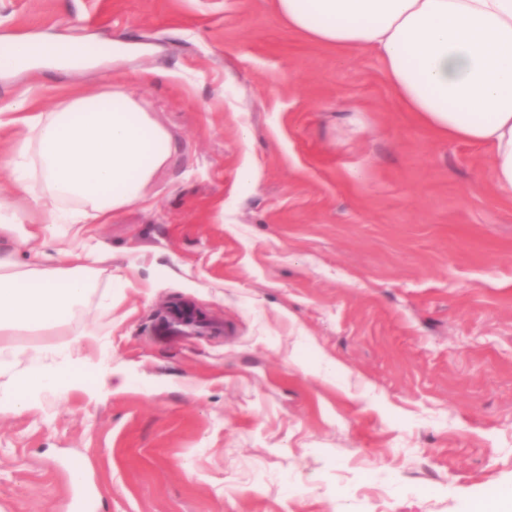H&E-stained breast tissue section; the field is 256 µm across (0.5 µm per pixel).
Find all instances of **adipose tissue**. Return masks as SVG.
I'll return each mask as SVG.
<instances>
[{
  "instance_id": "1",
  "label": "adipose tissue",
  "mask_w": 512,
  "mask_h": 512,
  "mask_svg": "<svg viewBox=\"0 0 512 512\" xmlns=\"http://www.w3.org/2000/svg\"><path fill=\"white\" fill-rule=\"evenodd\" d=\"M275 9L313 43L376 54L400 104L436 137L491 147L494 183L512 195V0H275ZM8 125L19 139L0 163L47 220L0 213V359L21 355L14 331L65 324L96 288L110 254L94 225L146 203L169 160L168 132L119 84L0 119ZM57 224L75 230L57 236ZM93 338L70 342L69 369L19 378L9 409L43 391H111L112 369L89 384L75 374Z\"/></svg>"
}]
</instances>
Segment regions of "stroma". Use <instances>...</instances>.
Returning a JSON list of instances; mask_svg holds the SVG:
<instances>
[{
  "label": "stroma",
  "instance_id": "stroma-1",
  "mask_svg": "<svg viewBox=\"0 0 512 512\" xmlns=\"http://www.w3.org/2000/svg\"><path fill=\"white\" fill-rule=\"evenodd\" d=\"M22 36L125 60L0 73V108L109 75L170 157L98 225L112 269L68 323L14 338L94 332L116 377L0 412V512H470L512 487V196L487 147L435 138L377 57L272 0H0V42ZM178 300L220 333L159 340Z\"/></svg>",
  "mask_w": 512,
  "mask_h": 512
}]
</instances>
